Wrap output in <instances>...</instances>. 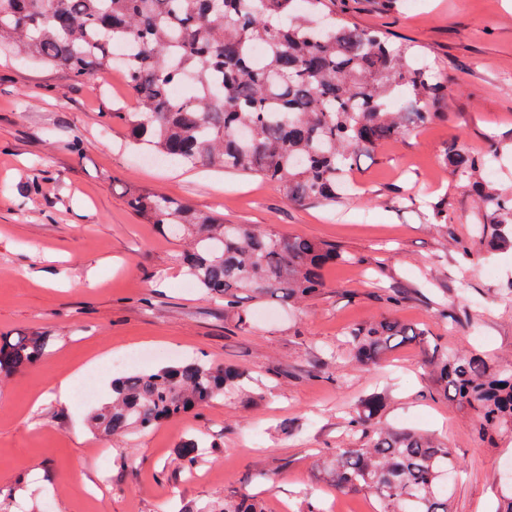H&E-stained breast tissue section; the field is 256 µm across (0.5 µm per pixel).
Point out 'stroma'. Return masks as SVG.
Listing matches in <instances>:
<instances>
[{"mask_svg": "<svg viewBox=\"0 0 512 512\" xmlns=\"http://www.w3.org/2000/svg\"><path fill=\"white\" fill-rule=\"evenodd\" d=\"M360 26L419 45L448 83L446 117L360 157L357 189L333 204L297 205L257 177L148 163L126 139L135 104L116 70L75 82L0 53V336L51 338L46 360L0 379V512H218L225 497L260 495L267 512H377L367 493H336L317 453L348 437L363 401L380 394L382 422L425 430L460 462L450 512H495L512 431L484 441L476 416L436 393L438 349L512 364V250L465 259L480 223L474 197L444 163L462 139L505 150L496 183L512 187V0H338ZM80 141L73 153L71 141ZM188 201L230 224L336 244L347 263L297 302L245 300L246 323L225 316L179 261L181 242L145 223L126 192ZM447 211L436 224L431 207ZM405 295L392 308L391 289ZM470 306L455 328L440 308ZM391 316L426 329V345L390 351L371 372L346 357L344 332ZM154 350L150 368L203 359L247 371L261 396L218 399L146 433L91 429L115 361ZM108 360H100L102 352ZM94 396L68 404L45 390L77 368ZM41 406H34L37 395ZM205 436L191 469L183 440Z\"/></svg>", "mask_w": 512, "mask_h": 512, "instance_id": "obj_1", "label": "stroma"}]
</instances>
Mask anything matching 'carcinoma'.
I'll return each instance as SVG.
<instances>
[{"mask_svg":"<svg viewBox=\"0 0 512 512\" xmlns=\"http://www.w3.org/2000/svg\"><path fill=\"white\" fill-rule=\"evenodd\" d=\"M264 52L255 57L252 48ZM13 50L84 81L120 68L133 93L129 137L164 162L213 166L277 184L295 203H334L349 190L359 156L441 116L446 81L414 46L336 13V0H0V51ZM458 142L445 163L472 182L482 210L481 245L512 249V194L478 181L499 156ZM130 205L149 224L188 240L187 274L224 299L243 321V298L302 301L325 287V272L348 258L332 243L227 224L187 202L131 190ZM356 366L377 368L386 352L421 345L427 331L383 318L345 332ZM48 337L0 336V374L26 370ZM437 393L473 411L479 433L512 430V371L494 372L474 355L446 353ZM246 375L194 360L135 370L112 380V400L91 425L109 436L158 424L240 391ZM380 397L349 421L360 436L319 463L331 486L366 492L379 512H450L444 475L459 469L453 452L427 434L381 422ZM204 446L180 445L183 466ZM222 512H265L246 494L224 498Z\"/></svg>","mask_w":512,"mask_h":512,"instance_id":"obj_1","label":"carcinoma"}]
</instances>
